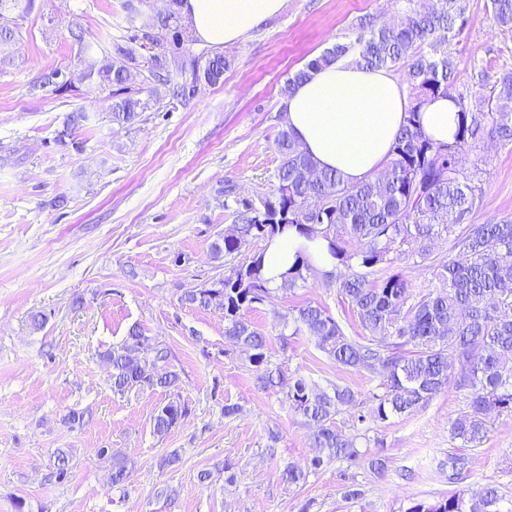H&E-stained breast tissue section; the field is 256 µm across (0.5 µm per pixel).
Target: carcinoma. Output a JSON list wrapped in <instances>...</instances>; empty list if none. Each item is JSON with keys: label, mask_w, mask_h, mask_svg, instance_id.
Listing matches in <instances>:
<instances>
[{"label": "carcinoma", "mask_w": 512, "mask_h": 512, "mask_svg": "<svg viewBox=\"0 0 512 512\" xmlns=\"http://www.w3.org/2000/svg\"><path fill=\"white\" fill-rule=\"evenodd\" d=\"M168 2L166 12L150 17L141 28L129 17L127 36L120 43L102 41L79 18L68 30L86 69V87L104 94L105 112L120 127L134 124L159 101L161 86L187 101L198 85L224 81L230 60L196 50V40L185 28L182 0ZM33 7L34 0H0V53L17 43L18 20ZM468 9L469 0H433L428 7L420 0H405L389 21L360 23L352 38L334 43L288 78L286 94L310 71L344 59L370 69H405L411 108L377 176L349 183L334 171L318 168L283 122L273 140L280 165L271 193L247 201L237 197L230 183L219 190L233 199L235 232L215 239L211 253L243 259L218 287L187 288L180 301L223 312L225 338L247 354L256 387L283 394L288 409L312 429L318 455L302 465L285 466L283 478L290 485L336 461L349 468L361 464L363 453L356 441L335 425L336 415L356 405V395L337 384L314 389L272 364L264 332L240 314L270 293L264 253L245 254L255 239L290 230L307 239L321 237L335 260L333 269H347L330 276L338 278V294L361 334H346L327 308L308 303L298 308L292 335L314 339L344 367L378 372L382 393L372 394L371 415H358L359 423L411 414L452 386L469 394V405L452 422L451 435L461 447L475 451L486 439L491 418L512 414V223L468 222L480 207L486 173L470 160L469 151L487 139L512 147V73L499 77L487 94L480 83L472 101L459 98L452 142H436L417 120L429 101L448 95L456 72L448 45L465 28ZM487 9L498 25L512 26V0H487ZM175 51L182 54L176 69ZM139 69L144 70L145 86L133 89L128 77ZM59 72L58 66L40 71L28 93H60ZM91 119L83 106L67 113L55 142L78 147L77 134ZM439 239L448 244L441 254L433 247ZM417 241L424 243L417 252V270L430 272L435 280L419 290L413 280L391 271L396 262L410 259L405 247ZM310 270L309 257L297 253L281 288L298 287ZM143 339L133 326L121 345L102 352L112 368V391L177 386L179 375L168 369L166 351L158 349L149 359L140 356ZM187 415V406L167 404L153 416V432L164 435ZM471 465L467 453L448 455V482L465 480ZM500 501L499 489L485 485L466 496L417 502L406 512H500Z\"/></svg>", "instance_id": "1"}]
</instances>
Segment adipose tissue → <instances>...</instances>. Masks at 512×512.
I'll return each mask as SVG.
<instances>
[{
    "label": "adipose tissue",
    "mask_w": 512,
    "mask_h": 512,
    "mask_svg": "<svg viewBox=\"0 0 512 512\" xmlns=\"http://www.w3.org/2000/svg\"><path fill=\"white\" fill-rule=\"evenodd\" d=\"M284 0H184L182 12L194 35L221 49L278 14ZM411 107L406 87L389 70H368L347 60L312 71L282 101L284 118L301 149L318 168H331L344 180L374 177L389 159V150ZM459 105L441 97L426 105L419 121L439 142L453 141ZM304 252L324 270L334 262L324 240L291 233L275 237L264 256L270 286Z\"/></svg>",
    "instance_id": "ef3b65f1"
}]
</instances>
